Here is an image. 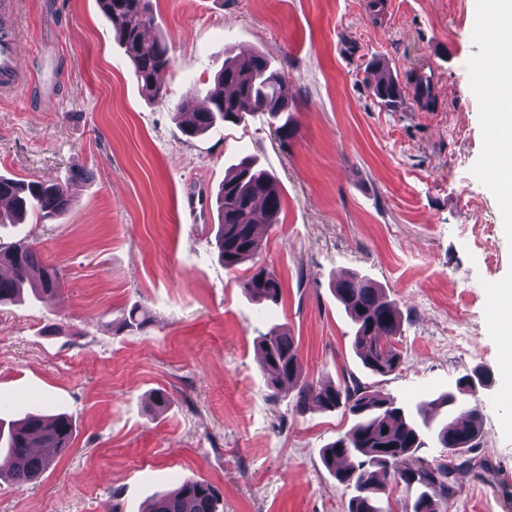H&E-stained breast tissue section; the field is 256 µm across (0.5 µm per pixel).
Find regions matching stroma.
Wrapping results in <instances>:
<instances>
[{
    "label": "stroma",
    "instance_id": "35a3bbf8",
    "mask_svg": "<svg viewBox=\"0 0 512 512\" xmlns=\"http://www.w3.org/2000/svg\"><path fill=\"white\" fill-rule=\"evenodd\" d=\"M25 85L0 97V174L71 179L55 223L0 227L63 274L60 296L0 305V422L72 416L70 449L36 484L0 482V512H143L180 478L220 490L224 512H347L354 491L321 451L353 417L270 400L256 338L286 326L313 379L356 376L416 406L477 371L485 435L456 474L448 512H512V386L492 325L491 286L512 282V234L486 167L492 150L476 61L483 0H152L173 58L163 99L145 98L97 0H20ZM265 54L284 76L296 131L268 115L197 138L176 106L207 91L225 59ZM403 87L435 81L430 104L382 105L374 62ZM247 154L275 175L283 210L261 262L282 295L258 310L215 245V198ZM485 224L492 254L465 227ZM355 273L403 314L398 369L371 375L333 293ZM147 327L120 329L132 307ZM165 391L163 412L148 395Z\"/></svg>",
    "mask_w": 512,
    "mask_h": 512
}]
</instances>
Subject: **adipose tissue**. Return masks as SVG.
<instances>
[{
    "instance_id": "obj_1",
    "label": "adipose tissue",
    "mask_w": 512,
    "mask_h": 512,
    "mask_svg": "<svg viewBox=\"0 0 512 512\" xmlns=\"http://www.w3.org/2000/svg\"><path fill=\"white\" fill-rule=\"evenodd\" d=\"M493 23L490 63H479L485 79L479 87L488 104L489 127L496 150L489 158L491 181L504 195L512 193V0H486Z\"/></svg>"
}]
</instances>
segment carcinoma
I'll list each match as a JSON object with an SVG mask.
<instances>
[{
  "instance_id": "obj_1",
  "label": "carcinoma",
  "mask_w": 512,
  "mask_h": 512,
  "mask_svg": "<svg viewBox=\"0 0 512 512\" xmlns=\"http://www.w3.org/2000/svg\"><path fill=\"white\" fill-rule=\"evenodd\" d=\"M103 14L112 21L115 37L130 59L141 88L150 98L164 95L162 74L172 58L165 40L148 38L146 32L157 26L151 0H98ZM374 95L388 107L402 98L399 80L390 72L376 81ZM196 93L190 92L177 106L185 115L182 131L189 137L203 134L226 123L238 125L256 112H264L278 123L277 130L288 138L295 131L288 109V92L281 72L261 53L224 67L207 90L206 108L193 105ZM71 180L45 183L0 176V198L9 199L8 211L0 212V225L21 224L33 213L43 221L61 218L71 208ZM218 227L216 247L224 268L251 263L253 273L241 282L247 297L256 304L277 302L280 283L274 271L259 264L261 223H279L282 198L275 178L244 158L224 177L216 196ZM0 305L18 298L24 289L38 299L61 292L59 270L43 262L38 249L25 241L0 242ZM336 299L354 325L353 349L365 369L386 376L400 365L401 357L391 339L401 333L402 314L396 302L388 300L369 279L350 275L334 285ZM260 366L276 399L288 389L297 390L296 409L344 408L353 417L350 429L323 449L322 462L336 480L354 489L347 512H393L389 485L410 489L422 487L405 512H447L448 500L455 495L454 472L469 466V454L480 447L484 437V414L478 403L453 402L452 394L437 399L448 408L437 422L418 419L390 396L382 395L350 376L335 383L310 381L302 375L294 338L282 328H272L258 336ZM72 417L65 414L31 413L8 430L0 429V450L13 459L8 475L0 481L19 487L35 480L49 467L51 455L38 452L50 448L59 454L71 444ZM432 436L448 449V463H435L419 455ZM223 501L217 487L204 479L185 478L158 496L147 512H222Z\"/></svg>"
}]
</instances>
